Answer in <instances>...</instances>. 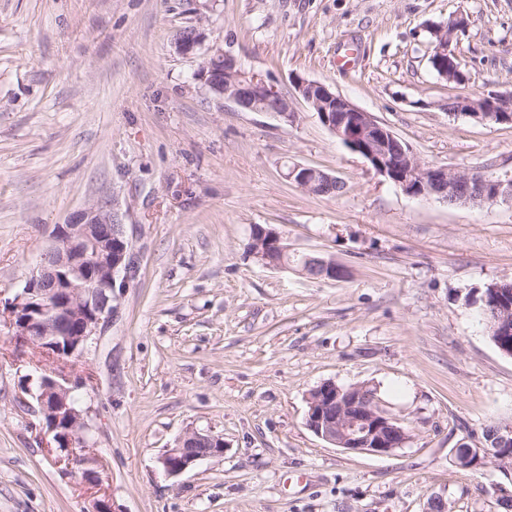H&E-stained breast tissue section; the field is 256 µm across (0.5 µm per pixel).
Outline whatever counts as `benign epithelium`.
Instances as JSON below:
<instances>
[{"instance_id": "1", "label": "benign epithelium", "mask_w": 512, "mask_h": 512, "mask_svg": "<svg viewBox=\"0 0 512 512\" xmlns=\"http://www.w3.org/2000/svg\"><path fill=\"white\" fill-rule=\"evenodd\" d=\"M463 26L464 20H453L437 31L431 64L448 82L460 81L453 41ZM201 39L196 30L180 36L177 49L184 55L192 54ZM208 83L218 98L227 97L243 109L261 107L285 121L294 116L288 99L274 86L241 68L218 70ZM293 86L332 135L405 194L464 206L512 205V160L490 159L470 171L425 165L386 125L330 86L299 76L293 79ZM448 112L489 125L511 124L512 91L454 97L448 101ZM288 179L313 194L332 183L335 176L296 165L289 170ZM120 219L116 201L101 200L73 214L67 223L55 225L52 244L41 254L22 290L6 302L9 327L15 336L61 358L81 355L93 347L100 325L114 310L116 282L126 283L133 273L131 245L124 224L118 223ZM269 252L281 257L278 266H288L290 255L282 235L264 229L253 256L265 264ZM303 262L320 278L346 275L332 261L306 256ZM502 293L500 286H492L482 300L493 309L489 327L499 351L512 357V301ZM27 393L37 400L46 428L60 447L69 453L92 447L87 439L86 411L72 400L66 375L43 373L35 389L29 388ZM306 421L317 436L349 452L389 455L409 440L408 433L397 430L395 418L369 401L363 386L343 389L327 383L317 387L309 397ZM223 451L221 438L190 431L163 453L159 463L163 472L173 477ZM511 459L512 424L487 427L480 444L463 443L454 449L455 464L464 470L476 471L489 464L499 468Z\"/></svg>"}]
</instances>
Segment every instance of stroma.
<instances>
[{
    "mask_svg": "<svg viewBox=\"0 0 512 512\" xmlns=\"http://www.w3.org/2000/svg\"><path fill=\"white\" fill-rule=\"evenodd\" d=\"M464 16L467 77L434 72L429 24ZM202 35L178 52L186 27ZM289 99L290 122L216 100L212 48ZM303 77L371 113L419 160L461 171L512 158V126L449 98L512 90V0H0V512H494L512 487L452 450L512 424V358L480 314L512 280V206L414 198L377 174L296 94ZM343 182L316 196L286 176ZM115 198L136 272L90 351L62 361L17 340L5 300L55 225ZM343 279L248 254L254 226ZM59 371L91 448L67 455L26 394ZM376 387L410 440L349 452L307 426L323 383ZM221 454L170 477L186 432ZM287 177L298 187L312 194H314L315 191L320 190L321 187L331 184L336 179L335 176L323 170L302 165H295L292 167L289 170ZM342 188L343 186L338 182L333 190L324 189L321 192H316L315 195L333 197L338 195ZM308 262L307 267L304 269L305 273L311 277L315 278H327V276H334L337 278H343L346 275V271L340 267L337 266L332 261H327L322 258L313 257V256H305L302 260L301 267ZM310 268H313V271L317 273L319 270L322 271L320 274L311 275L308 274V270ZM327 271L329 272V275H327Z\"/></svg>",
    "mask_w": 512,
    "mask_h": 512,
    "instance_id": "35a3bbf8",
    "label": "stroma"
}]
</instances>
